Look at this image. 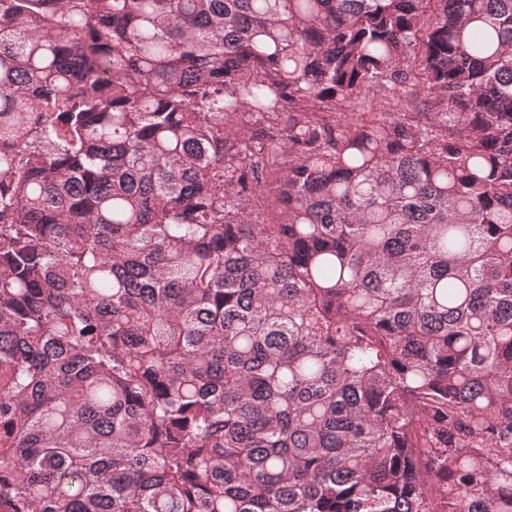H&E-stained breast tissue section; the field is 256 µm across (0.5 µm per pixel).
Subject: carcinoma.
I'll list each match as a JSON object with an SVG mask.
<instances>
[{
    "label": "carcinoma",
    "mask_w": 512,
    "mask_h": 512,
    "mask_svg": "<svg viewBox=\"0 0 512 512\" xmlns=\"http://www.w3.org/2000/svg\"><path fill=\"white\" fill-rule=\"evenodd\" d=\"M0 512H512V0H0Z\"/></svg>",
    "instance_id": "obj_1"
}]
</instances>
